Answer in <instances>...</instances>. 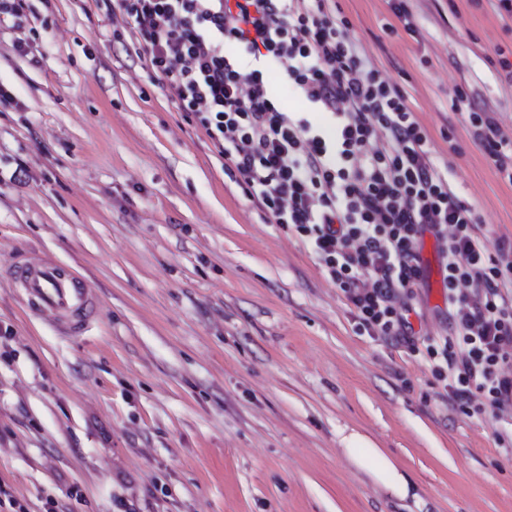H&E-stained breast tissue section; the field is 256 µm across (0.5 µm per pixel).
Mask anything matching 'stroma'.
Listing matches in <instances>:
<instances>
[{"mask_svg":"<svg viewBox=\"0 0 512 512\" xmlns=\"http://www.w3.org/2000/svg\"><path fill=\"white\" fill-rule=\"evenodd\" d=\"M337 5L454 191L512 237V184L453 105L464 90L512 136V20L493 0H408L411 35L387 0ZM117 25L112 0H25L0 23V484L24 512H512L494 417L446 411L421 362L358 331ZM16 252L86 281V332L24 306ZM356 450L361 455L356 454ZM353 452L361 462L369 461L373 466L374 474L389 487L404 495L409 494L410 488L407 478L399 472L395 464L380 449L357 448Z\"/></svg>","mask_w":512,"mask_h":512,"instance_id":"1","label":"stroma"}]
</instances>
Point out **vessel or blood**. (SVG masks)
Here are the masks:
<instances>
[{
  "label": "vessel or blood",
  "mask_w": 512,
  "mask_h": 512,
  "mask_svg": "<svg viewBox=\"0 0 512 512\" xmlns=\"http://www.w3.org/2000/svg\"><path fill=\"white\" fill-rule=\"evenodd\" d=\"M29 308L60 332L84 330L94 306L90 288L73 271L32 254L18 255L10 271Z\"/></svg>",
  "instance_id": "b4317fda"
}]
</instances>
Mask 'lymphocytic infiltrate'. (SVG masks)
I'll return each instance as SVG.
<instances>
[{"label":"lymphocytic infiltrate","mask_w":512,"mask_h":512,"mask_svg":"<svg viewBox=\"0 0 512 512\" xmlns=\"http://www.w3.org/2000/svg\"><path fill=\"white\" fill-rule=\"evenodd\" d=\"M163 90L193 116L224 172L295 234L340 291L359 331L425 361L437 402L468 417L512 411V239L492 237L431 157L428 137L362 56L336 0H113ZM280 72L308 104L282 108ZM512 183V137L493 113L465 116ZM435 237L448 309L419 336L409 314Z\"/></svg>","instance_id":"f902f5d3"}]
</instances>
